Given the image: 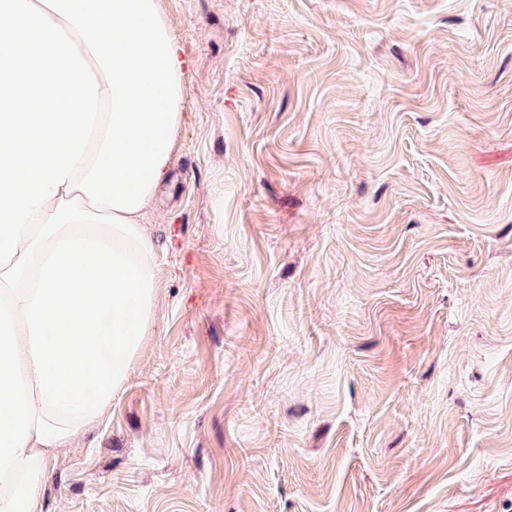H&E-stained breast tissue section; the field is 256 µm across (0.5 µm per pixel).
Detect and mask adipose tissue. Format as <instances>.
<instances>
[{
    "label": "adipose tissue",
    "instance_id": "1",
    "mask_svg": "<svg viewBox=\"0 0 512 512\" xmlns=\"http://www.w3.org/2000/svg\"><path fill=\"white\" fill-rule=\"evenodd\" d=\"M190 66L158 0H0V512H40L150 327Z\"/></svg>",
    "mask_w": 512,
    "mask_h": 512
}]
</instances>
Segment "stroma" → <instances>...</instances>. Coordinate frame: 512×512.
Segmentation results:
<instances>
[{
  "label": "stroma",
  "instance_id": "35a3bbf8",
  "mask_svg": "<svg viewBox=\"0 0 512 512\" xmlns=\"http://www.w3.org/2000/svg\"><path fill=\"white\" fill-rule=\"evenodd\" d=\"M161 287L42 512H512V0H161Z\"/></svg>",
  "mask_w": 512,
  "mask_h": 512
}]
</instances>
